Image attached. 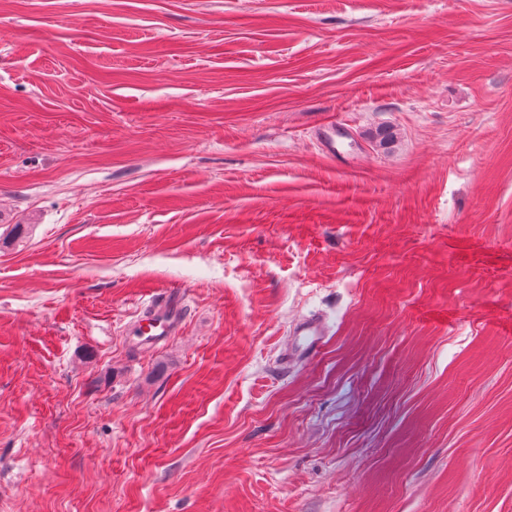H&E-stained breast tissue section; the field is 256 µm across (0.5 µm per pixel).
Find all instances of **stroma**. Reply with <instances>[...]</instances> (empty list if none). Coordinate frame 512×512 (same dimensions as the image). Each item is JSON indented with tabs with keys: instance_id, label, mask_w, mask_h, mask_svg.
<instances>
[{
	"instance_id": "obj_1",
	"label": "stroma",
	"mask_w": 512,
	"mask_h": 512,
	"mask_svg": "<svg viewBox=\"0 0 512 512\" xmlns=\"http://www.w3.org/2000/svg\"><path fill=\"white\" fill-rule=\"evenodd\" d=\"M0 512H512V0H0ZM177 315L167 306L158 307L157 311L141 316L132 326L134 336L144 340H156L160 336H167L177 323Z\"/></svg>"
}]
</instances>
